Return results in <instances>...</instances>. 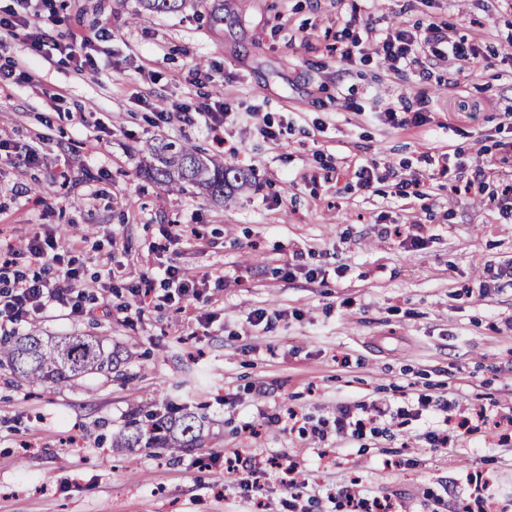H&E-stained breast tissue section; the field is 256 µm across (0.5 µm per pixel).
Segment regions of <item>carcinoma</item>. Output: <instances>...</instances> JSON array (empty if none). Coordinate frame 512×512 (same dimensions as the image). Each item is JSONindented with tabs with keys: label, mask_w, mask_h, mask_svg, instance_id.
I'll use <instances>...</instances> for the list:
<instances>
[{
	"label": "carcinoma",
	"mask_w": 512,
	"mask_h": 512,
	"mask_svg": "<svg viewBox=\"0 0 512 512\" xmlns=\"http://www.w3.org/2000/svg\"><path fill=\"white\" fill-rule=\"evenodd\" d=\"M150 11H177L185 0H142ZM149 179L171 189H201L215 199L249 186L247 176L232 164L204 155L190 145L163 142L154 149ZM114 357L97 336H0V367L27 383L60 386L73 377L112 372ZM208 423L205 413L183 406L160 410L157 405L134 407L125 424L112 434L114 448H164L170 456L198 448Z\"/></svg>",
	"instance_id": "1"
}]
</instances>
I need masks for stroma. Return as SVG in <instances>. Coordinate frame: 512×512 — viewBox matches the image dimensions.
I'll list each match as a JSON object with an SVG mask.
<instances>
[{
	"instance_id": "1",
	"label": "stroma",
	"mask_w": 512,
	"mask_h": 512,
	"mask_svg": "<svg viewBox=\"0 0 512 512\" xmlns=\"http://www.w3.org/2000/svg\"><path fill=\"white\" fill-rule=\"evenodd\" d=\"M0 43V254L58 285L76 269L85 315L50 304L21 324L101 337L125 361L65 386L0 369V512H257L222 451L299 462L308 512L337 491L406 512H512V429L430 448L422 422L361 440L313 429L350 403L422 391L454 413L512 412V0H53ZM436 23L479 60L419 49L394 73L380 40ZM85 33L100 69L42 58L30 32ZM361 44L349 63L336 37ZM228 111L220 133L196 114ZM398 114L390 121L387 110ZM424 121L412 124L414 113ZM232 159L252 185L213 202L146 176L159 142ZM36 153L28 164L25 154ZM378 165L362 188L359 165ZM403 178L425 198L402 200ZM179 237L167 241L166 236ZM54 241L61 265L21 250ZM166 250H158V243ZM176 265L208 304L164 302ZM153 277L156 305L130 289ZM201 404V448L114 449L133 404ZM295 410V430L271 423Z\"/></svg>"
}]
</instances>
